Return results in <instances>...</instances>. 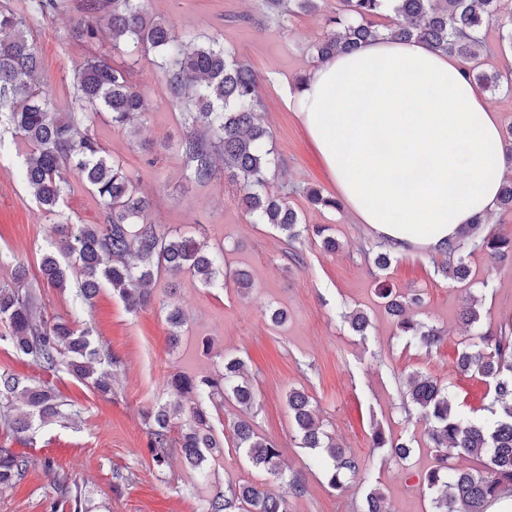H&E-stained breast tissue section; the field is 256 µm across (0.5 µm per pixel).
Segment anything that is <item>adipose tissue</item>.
<instances>
[{
	"label": "adipose tissue",
	"mask_w": 512,
	"mask_h": 512,
	"mask_svg": "<svg viewBox=\"0 0 512 512\" xmlns=\"http://www.w3.org/2000/svg\"><path fill=\"white\" fill-rule=\"evenodd\" d=\"M465 68L383 37L317 63L293 95L341 199L396 249L435 250L497 208L512 158Z\"/></svg>",
	"instance_id": "adipose-tissue-1"
}]
</instances>
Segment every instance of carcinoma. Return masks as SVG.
<instances>
[{"instance_id":"obj_1","label":"carcinoma","mask_w":512,"mask_h":512,"mask_svg":"<svg viewBox=\"0 0 512 512\" xmlns=\"http://www.w3.org/2000/svg\"><path fill=\"white\" fill-rule=\"evenodd\" d=\"M319 0H266L280 13H312ZM388 0H339L334 14L326 17L327 31L312 45L317 60L339 51L350 52L382 36L416 39L432 49L451 54L469 64L468 78L478 90L512 88V73L479 70L484 27L495 22L502 42L512 48V9L502 0H396L394 22L385 30L375 18L386 13ZM60 7L58 0H28V14L0 10V123L28 146L23 179L41 209L57 215L64 203L67 181L64 171L78 169L104 206L101 224H59L57 237L44 254L40 269L47 283L69 287L67 267H80L78 295L84 300L108 287L126 309L135 312L150 297L149 286L161 272L187 273L207 287L224 276V250H208L186 235H173L149 218L150 199L140 191V178L120 159L109 156L90 131L98 112L107 114L112 128L132 130L145 112L144 95L133 80L128 63L115 64L106 54H89L74 75L70 107L61 110L52 95L36 81L39 58L30 37L28 20L45 19ZM80 16L72 37L94 46L108 37L112 49L135 60L142 52L155 55L159 75L176 97L194 87L189 99V131L180 143L188 178L199 184L211 181L218 169L239 188L242 205L256 224H270L286 234L288 258L300 265L297 247L307 227L288 205L287 194L266 189L270 170L276 167L267 148L269 131L259 121L260 78L216 42H198L175 33L171 21L148 14L144 0H80ZM107 18L106 25L96 22ZM314 206L335 209L339 202L315 188L306 190ZM484 218L462 226L458 238L444 246L453 267L439 268L458 280L467 278L465 250L480 251L498 262L512 258V237L493 231L481 233ZM385 308L395 324V336L414 343L426 353L442 341L439 331L410 316L421 303L417 294L401 295L383 288ZM172 340L188 329V319L178 308L166 316ZM463 323L473 330L472 341L458 354L457 366L492 384L494 403L490 416L470 419L459 411L448 387L437 380L412 373L406 380L407 414L417 412L432 421L429 438L440 452L441 466L428 471L424 483L434 494V512H487L504 495H512V322L494 330L482 329L479 310L471 305L462 313ZM0 341L45 371L64 367L82 384L100 395L112 393L119 360L96 343L89 331L79 330L63 317L43 318L37 291L27 281L26 269L18 266L12 279L0 281ZM245 362L224 358V371L201 377L176 373L168 382L175 407L165 403L146 411L147 453L151 465L162 472L175 454L193 469L205 472L211 459L223 453L213 436L210 407L232 401L252 408L257 398L245 377ZM191 398L188 422H178L176 406ZM288 409L304 448L325 451L326 478L336 490L360 471V461L328 439L316 420L310 397L288 392ZM72 418L70 403L54 389L34 385L18 374L0 373V426L26 434L36 422L66 423ZM375 448H387L400 458L411 452L410 442L394 439L377 427L371 435ZM232 447L243 452L253 467L274 480H283L278 458L279 441L259 436L249 421L234 422ZM483 457V469H455L453 456ZM39 465L53 476L50 512L67 506L84 512L82 487L56 475L54 459L35 462L23 454L0 450V491L19 485L32 467ZM205 512H287L285 499L265 493L249 481L227 482L206 500Z\"/></svg>"}]
</instances>
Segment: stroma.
<instances>
[{
  "label": "stroma",
  "mask_w": 512,
  "mask_h": 512,
  "mask_svg": "<svg viewBox=\"0 0 512 512\" xmlns=\"http://www.w3.org/2000/svg\"><path fill=\"white\" fill-rule=\"evenodd\" d=\"M60 2L56 13L31 21L30 27L41 60L38 78L63 103L73 94V74L88 49L69 38L78 0ZM262 3L146 0L149 12L171 20L178 33L217 38L261 76V122L271 133L278 160L270 187L288 188V200L303 223L329 226L336 251H325L308 238L300 246L303 264H294L284 235L272 225L253 223L223 174L204 185L188 179L179 148L186 131L183 107L145 56L134 74L147 102L138 132L113 129L104 116L92 132L111 156L140 176L155 223L209 247H223L225 269L246 272L251 285L241 288L230 281L210 288L185 274L164 273L152 284L150 303L138 311H127L107 288L83 301L74 289L60 291L42 282L40 261L54 235L53 223L20 177L25 143L0 127V281L11 278L16 263H25L44 315L62 316L89 330L121 360L112 395L102 397L66 371L39 369L0 342V370L55 388L76 411L67 424H46L20 437L0 427V448L36 460L53 458L60 476L82 486L87 512H202L211 493L230 480L267 484L286 496L288 512H360L372 491L384 497L389 512H431V496L421 479L436 466V450L427 439L429 420L403 410L407 376L419 372L438 379L458 405L478 417L492 402L479 377L455 366L458 350L468 343L461 315L474 304L484 327L512 321V262L493 265L484 253H471L465 258L469 278L458 283L438 274L442 255L416 246L396 252L380 271L370 261L379 242L367 225L348 209L307 202L304 189L332 197L336 188L288 95L314 66L311 46L324 34L325 19L337 2L321 0L319 11L285 20L268 14ZM65 178L63 218L102 223L103 205L78 172L66 171ZM383 287L421 294L423 303L414 314L441 330L438 350L428 355L395 338V325L379 296ZM172 305L189 321L176 346L165 321ZM274 309L286 311L284 324L271 322ZM354 311L368 316L367 337L351 330L346 317ZM204 339L211 342L207 354L199 347ZM228 356L244 360L257 394L259 407L248 417L255 432L282 445L284 482L269 480L232 448L212 466L206 482L181 456H173L161 474L150 463L143 412L167 402L166 383L174 372L210 375L223 369ZM293 389L310 397L325 432L360 459L362 471L346 489L330 488L317 451L302 447L288 413ZM376 425L393 438L411 440L410 456L399 460L373 447ZM292 480L305 486L304 496L288 495L286 484ZM51 484L50 476L32 472L14 489L0 492V512H48Z\"/></svg>",
  "instance_id": "obj_1"
}]
</instances>
